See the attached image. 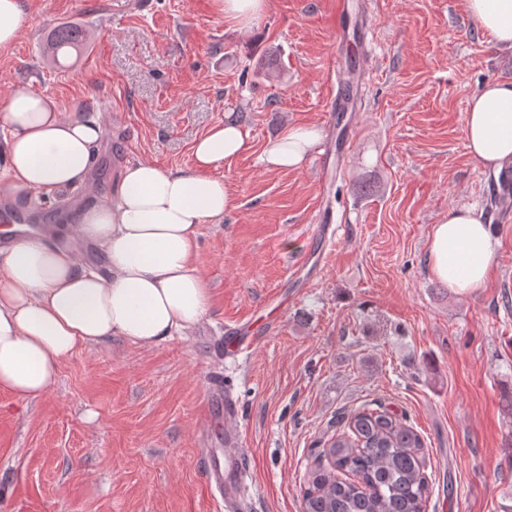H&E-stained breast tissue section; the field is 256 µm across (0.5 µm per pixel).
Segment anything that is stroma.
<instances>
[{
    "label": "stroma",
    "instance_id": "35a3bbf8",
    "mask_svg": "<svg viewBox=\"0 0 512 512\" xmlns=\"http://www.w3.org/2000/svg\"><path fill=\"white\" fill-rule=\"evenodd\" d=\"M366 39L337 42L321 0H269L238 26L210 0H26L30 23L0 52V105L17 84L111 129L131 162L188 169L224 118L249 147L215 169L234 207L201 228L196 263L213 297L186 334L152 348L120 336L81 349L52 388L0 390V512H217L198 457L212 375L238 403L251 512H302L310 470L358 408L403 416L425 443V512H512V233L484 286L459 294L426 271L433 224L488 211L496 179L470 155L468 104L512 79V51L481 34L463 0H349ZM81 28L51 54L54 28ZM363 92L323 187L316 153L295 170L259 155L290 126L327 133L328 78L347 58ZM104 136L84 201L112 196ZM332 210L333 249L311 228ZM306 253L309 263L292 271ZM291 295L288 308L270 305ZM277 323L246 357L224 327Z\"/></svg>",
    "mask_w": 512,
    "mask_h": 512
}]
</instances>
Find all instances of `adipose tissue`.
Returning <instances> with one entry per match:
<instances>
[{
  "label": "adipose tissue",
  "instance_id": "obj_1",
  "mask_svg": "<svg viewBox=\"0 0 512 512\" xmlns=\"http://www.w3.org/2000/svg\"><path fill=\"white\" fill-rule=\"evenodd\" d=\"M495 45L512 49V0H464ZM464 136L471 156L494 172L512 169V80L485 81L472 97ZM102 125L59 111L55 100L16 85L0 108V218L32 195L48 198L85 182ZM319 140L289 127L264 148L271 170L299 168ZM248 148L238 123L216 124L194 146L190 169L127 166L115 199L75 211L73 231L103 252L98 272L72 248L39 236L0 250V390L36 399L79 349L115 336L146 347L197 325L211 291L193 261L202 225L233 207L230 186L212 172ZM497 242L472 209L449 210L433 225L428 274L450 289L483 287Z\"/></svg>",
  "mask_w": 512,
  "mask_h": 512
}]
</instances>
